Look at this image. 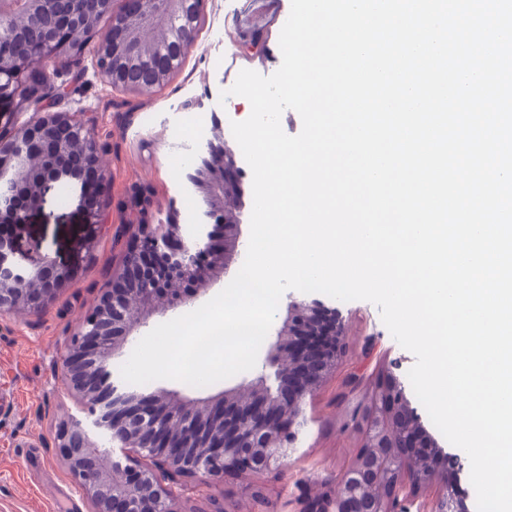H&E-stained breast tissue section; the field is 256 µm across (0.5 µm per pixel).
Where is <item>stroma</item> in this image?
<instances>
[{
  "instance_id": "1",
  "label": "stroma",
  "mask_w": 512,
  "mask_h": 512,
  "mask_svg": "<svg viewBox=\"0 0 512 512\" xmlns=\"http://www.w3.org/2000/svg\"><path fill=\"white\" fill-rule=\"evenodd\" d=\"M253 0H205L195 44L170 82L152 94L112 87L95 64L94 44L78 62L62 68L68 89L52 108L87 120L107 163V203L101 223L88 229L73 192L52 185L27 223L13 230L15 249H32L69 270L55 296L36 313L0 312V512H85L82 496L55 451L56 424L73 404L57 387L53 365L79 319L99 300L124 253L130 225L158 223L168 211L190 229L204 202L190 183L209 157V144L222 135L234 144L231 124L249 117L247 99L225 97L241 70L269 76L280 58L256 65L234 36L236 18ZM198 100L186 110L185 100ZM189 160L176 166L175 149ZM149 202L134 204L136 192ZM319 301L345 323L346 356L307 402L308 427L287 466L273 477H230L212 486L209 499L192 497L198 512L210 499L225 501L229 512H309L311 502L333 488L337 474L359 447L358 423L368 395L381 375L401 386L424 427L461 469L457 483L468 512H477L467 454L452 445L432 423L408 378L414 355L401 347L384 325L379 308L368 301H340L319 294Z\"/></svg>"
}]
</instances>
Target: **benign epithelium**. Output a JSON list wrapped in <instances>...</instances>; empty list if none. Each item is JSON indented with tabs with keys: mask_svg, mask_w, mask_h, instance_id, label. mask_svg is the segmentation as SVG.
<instances>
[{
	"mask_svg": "<svg viewBox=\"0 0 512 512\" xmlns=\"http://www.w3.org/2000/svg\"><path fill=\"white\" fill-rule=\"evenodd\" d=\"M28 80L17 63L0 80V100L15 103ZM15 127L17 113L0 108V310L38 311L69 273L45 255L23 265L11 259L12 229L28 221L45 189L65 182L79 193L89 225L105 206L107 174L92 129L66 112H46ZM72 133L90 146L80 160L68 156ZM52 140L54 153L34 171L25 157L31 145ZM212 205L188 236L175 222L139 223L112 277V286L65 342L58 364L61 393L79 415L58 422L59 455L81 491L86 512H196L181 506L176 487H212L231 474L263 477L282 469L296 451L307 423V399L342 362L343 321L315 299L294 300L271 338L266 365L275 385L261 374L224 389L214 399L186 400L159 388L145 393L114 374L113 359L130 333L154 314L190 303L198 287L229 268L238 252L240 214L224 209V193L243 203L235 152L210 167ZM459 461L447 456L425 430L394 380L372 388L360 446L319 497L313 512H403L402 501L446 475L435 512H467L456 484Z\"/></svg>",
	"mask_w": 512,
	"mask_h": 512,
	"instance_id": "benign-epithelium-1",
	"label": "benign epithelium"
}]
</instances>
